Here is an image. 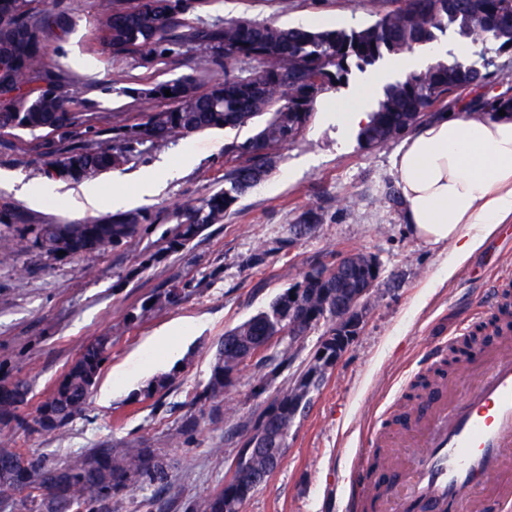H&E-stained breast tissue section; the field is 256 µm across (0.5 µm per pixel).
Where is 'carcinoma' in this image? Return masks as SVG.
<instances>
[{
  "instance_id": "1",
  "label": "carcinoma",
  "mask_w": 512,
  "mask_h": 512,
  "mask_svg": "<svg viewBox=\"0 0 512 512\" xmlns=\"http://www.w3.org/2000/svg\"><path fill=\"white\" fill-rule=\"evenodd\" d=\"M210 0H138L133 7L124 0H98L103 44L114 55L147 52L152 61L171 59L199 47L224 69V80L206 91L199 86L203 75L128 88L126 94L144 106L141 121L128 123L118 116L104 129L89 127L92 138L71 144L63 157L44 174L64 180H89L124 165L146 143L159 149L193 133L215 128H239L256 123V132L242 142L224 145L231 163L224 173L228 187L173 210L175 227L165 250L177 252L224 217L256 184L270 176L275 152L296 140L310 121L318 97L348 82L353 71L364 72L387 56H397L415 46L431 43L448 33L480 47L481 62L452 57L385 84L370 122L358 132L368 148L381 147L415 130L423 121L439 116L462 92L484 87L496 73L489 71V50L512 51V24L486 31L479 14L512 18V0H456L448 12V0H386L387 10L373 24L358 28H284L270 22L231 20L205 23L191 20ZM57 29L66 35L70 19L66 10L37 11L32 0H0V129L19 128L30 133L62 134L75 123L68 87L72 77L65 70L46 69L42 36ZM172 96L167 97L165 90ZM471 110L512 114V97L504 93L492 101L471 100ZM156 217L142 210L117 212L99 224H38L35 241L54 252L58 238L68 241L75 255L94 248L127 244L143 224ZM25 235L0 239V263L9 262L27 248ZM336 291V279L314 283L300 280L284 289L257 314L224 333L213 355L210 376L191 403L212 402L224 396L238 373L252 361L255 351L288 335V297L301 295L306 331L324 327L322 336L336 335V317L324 311L325 295ZM177 285L157 291L140 306L129 310L114 326L119 331L155 310L182 299ZM111 337L102 336L85 345L70 364L50 396L37 409L39 431L58 430L87 407L90 390L107 360ZM174 374L154 377L139 390L144 397L166 391ZM265 379L253 390L261 399L248 419L229 428L239 441L249 440L251 429L265 424L262 447H243L240 458L248 474H235L224 489L183 505L184 512H240L264 477L272 472L267 453L288 448V389L270 390ZM29 384L19 381L0 386V423L18 418L17 411L29 394ZM140 482L165 490L170 484L167 463L151 448L128 442L121 448H90L62 462L26 453L11 440H0V502L26 490L36 491V512H110L114 495Z\"/></svg>"
}]
</instances>
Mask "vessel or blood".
<instances>
[{
	"label": "vessel or blood",
	"mask_w": 512,
	"mask_h": 512,
	"mask_svg": "<svg viewBox=\"0 0 512 512\" xmlns=\"http://www.w3.org/2000/svg\"><path fill=\"white\" fill-rule=\"evenodd\" d=\"M427 412V422L404 441L412 463L403 476L385 483L383 498L372 502L366 479L352 467L349 505L407 512L424 502L431 512H466L512 454V358L493 360L484 379L452 407L431 396Z\"/></svg>",
	"instance_id": "obj_1"
}]
</instances>
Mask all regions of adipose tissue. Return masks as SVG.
I'll return each instance as SVG.
<instances>
[{"instance_id":"adipose-tissue-1","label":"adipose tissue","mask_w":512,"mask_h":512,"mask_svg":"<svg viewBox=\"0 0 512 512\" xmlns=\"http://www.w3.org/2000/svg\"><path fill=\"white\" fill-rule=\"evenodd\" d=\"M403 219L428 245H450L452 278L512 219V117L461 112L421 126L394 158Z\"/></svg>"}]
</instances>
